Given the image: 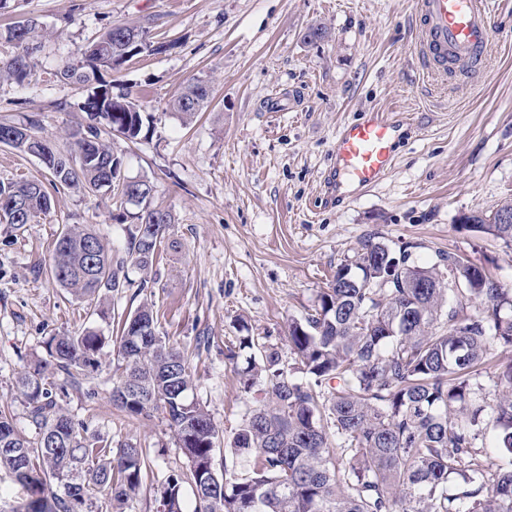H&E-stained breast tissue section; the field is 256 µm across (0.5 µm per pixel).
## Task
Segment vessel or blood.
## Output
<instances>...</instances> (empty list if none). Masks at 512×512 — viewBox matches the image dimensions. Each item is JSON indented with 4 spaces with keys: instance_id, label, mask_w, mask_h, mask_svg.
I'll return each instance as SVG.
<instances>
[{
    "instance_id": "b4317fda",
    "label": "vessel or blood",
    "mask_w": 512,
    "mask_h": 512,
    "mask_svg": "<svg viewBox=\"0 0 512 512\" xmlns=\"http://www.w3.org/2000/svg\"><path fill=\"white\" fill-rule=\"evenodd\" d=\"M416 9L423 69L444 72L463 64L475 73L484 70L491 46L488 0H416ZM403 133L402 121L374 108L342 126L333 144L336 165L324 182L327 199L343 201L378 185L394 164Z\"/></svg>"
}]
</instances>
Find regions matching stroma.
Returning a JSON list of instances; mask_svg holds the SVG:
<instances>
[{
	"mask_svg": "<svg viewBox=\"0 0 512 512\" xmlns=\"http://www.w3.org/2000/svg\"><path fill=\"white\" fill-rule=\"evenodd\" d=\"M414 0H10L0 11V58L12 23L36 21L44 35L24 85L0 82V117L39 120L59 141L92 124L78 105L90 88L59 80L65 63L105 29L147 27L152 44L112 73L153 120L146 139H114L128 177H148L156 203L175 217L145 290L99 297L100 312L51 277L53 245L66 224H88L122 255L127 225L104 193L54 195L50 209L19 230L0 224V405L29 437L38 428L15 381L56 333L116 328L151 300L156 329L183 353L195 399L231 437L246 411L227 346L246 319L253 335L287 349L289 318L316 306L337 265L366 239L406 246L425 267L453 252L512 289V245L463 229L459 218L512 199V0L491 17L494 44L482 78L462 68L425 73L414 54ZM324 39L304 42L313 27ZM208 80L209 107L183 127L169 106L180 87ZM382 108L409 132L389 176L342 205L327 202L324 178L345 123ZM115 344L92 378L59 380L55 398L88 434L113 448L143 449L147 467L125 512H157L156 495L184 459L161 417L113 407Z\"/></svg>",
	"mask_w": 512,
	"mask_h": 512,
	"instance_id": "1",
	"label": "stroma"
}]
</instances>
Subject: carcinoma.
I'll use <instances>...</instances> for the list:
<instances>
[{
  "label": "carcinoma",
  "mask_w": 512,
  "mask_h": 512,
  "mask_svg": "<svg viewBox=\"0 0 512 512\" xmlns=\"http://www.w3.org/2000/svg\"><path fill=\"white\" fill-rule=\"evenodd\" d=\"M36 22L7 28L14 54L0 61V80L24 84L31 74ZM147 30L116 24L96 41L98 52H81L57 72L61 80L96 83L80 110L100 116L104 130L77 126L66 143H51L44 179L0 181V202L10 200L33 222L50 207L47 187L110 195L134 203V230L124 256L85 224H66L54 243L52 276L78 299L128 288L133 267L147 287L158 247L173 224L170 210L154 202L147 178L118 186L122 161L111 140H135L145 123L125 92L113 93L101 71L114 70L148 48ZM208 82L181 89L171 109L187 125L211 101ZM0 121V143L36 156L39 121ZM512 200L489 215L462 218L472 232L512 242ZM409 254L367 240L355 259L341 263L314 312L288 319L285 365L279 348L259 341L246 325L234 364L240 392L250 405L229 443L251 474H218L219 431L209 411L191 397L194 378L181 351L162 336H140L139 324L156 323L154 305L143 301L117 337L112 400L130 416L163 415L185 467L160 492L167 512H185L182 486L194 487L193 512H512V460L491 472L477 440L492 427L498 448L512 457V361L497 366L494 391L475 382L493 362L497 347L512 349V290L481 266L454 253L428 267L408 264ZM108 341L99 330L51 336L47 357H35L18 376L17 391L39 432L16 431L0 411V471L26 490L13 512H99L98 494L112 510L123 509L139 490L145 458L126 444L112 450L104 439L81 432L53 398L48 371L66 379L88 376L101 365Z\"/></svg>",
  "instance_id": "cac0c4a2"
}]
</instances>
